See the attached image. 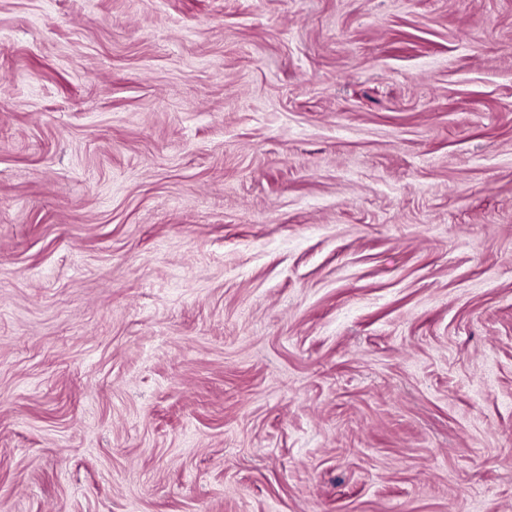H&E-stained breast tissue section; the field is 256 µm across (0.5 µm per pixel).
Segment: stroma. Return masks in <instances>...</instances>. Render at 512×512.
<instances>
[{
    "label": "stroma",
    "mask_w": 512,
    "mask_h": 512,
    "mask_svg": "<svg viewBox=\"0 0 512 512\" xmlns=\"http://www.w3.org/2000/svg\"><path fill=\"white\" fill-rule=\"evenodd\" d=\"M0 512H512V0H0Z\"/></svg>",
    "instance_id": "1"
}]
</instances>
